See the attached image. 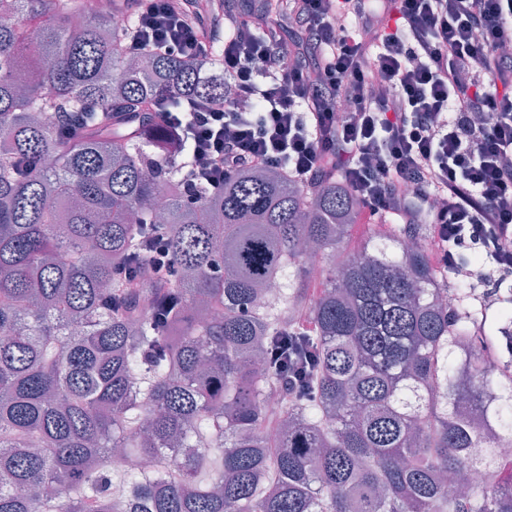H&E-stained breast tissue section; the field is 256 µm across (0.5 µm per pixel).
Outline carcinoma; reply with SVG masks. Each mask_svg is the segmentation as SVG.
Segmentation results:
<instances>
[{"mask_svg": "<svg viewBox=\"0 0 512 512\" xmlns=\"http://www.w3.org/2000/svg\"><path fill=\"white\" fill-rule=\"evenodd\" d=\"M130 23L0 0V512H512V455L465 414L512 438V289L492 316L464 288L439 304L448 282L404 225L340 251L358 203L334 179L185 186L148 113L224 98V74L209 54H124ZM56 112L83 125L63 135ZM160 230L172 265L125 280ZM302 305L317 332L290 339ZM290 345L319 376L273 413ZM116 448L163 481L112 491ZM480 467L464 492L440 480Z\"/></svg>", "mask_w": 512, "mask_h": 512, "instance_id": "obj_1", "label": "carcinoma"}]
</instances>
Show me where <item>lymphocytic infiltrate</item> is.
Listing matches in <instances>:
<instances>
[{
    "mask_svg": "<svg viewBox=\"0 0 512 512\" xmlns=\"http://www.w3.org/2000/svg\"><path fill=\"white\" fill-rule=\"evenodd\" d=\"M276 2L133 0L125 51L221 47L224 100L154 116L189 149L188 182L246 165L338 178L370 218L426 228L441 273L465 247L511 274L512 0Z\"/></svg>",
    "mask_w": 512,
    "mask_h": 512,
    "instance_id": "f902f5d3",
    "label": "lymphocytic infiltrate"
}]
</instances>
